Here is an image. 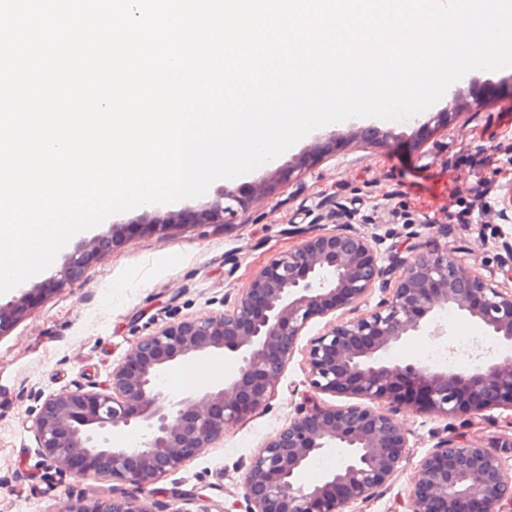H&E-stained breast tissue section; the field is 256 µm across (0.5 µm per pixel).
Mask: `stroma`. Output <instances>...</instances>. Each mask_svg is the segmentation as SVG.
Listing matches in <instances>:
<instances>
[{"label":"stroma","mask_w":512,"mask_h":512,"mask_svg":"<svg viewBox=\"0 0 512 512\" xmlns=\"http://www.w3.org/2000/svg\"><path fill=\"white\" fill-rule=\"evenodd\" d=\"M498 103L474 107L467 93L452 112H429L396 125L374 121L382 138L362 143V124H332L310 132L279 157L230 180L252 196L241 220L152 223L199 208L194 199L143 205L111 216L123 230L112 250L89 259L79 275L46 293L0 332V512H59L68 498L105 499L134 486L104 476L76 479L42 462L30 429L43 400L62 389L102 387L114 366L142 336L183 320L232 309L256 272L308 236L342 228L378 237L384 256L406 255L428 238L449 245L459 263L512 291V217L491 203L477 223L448 221L453 199L468 197L484 171L457 165L458 150L478 151L489 136L512 143ZM370 289L358 308L313 318L299 337L281 381L266 405L229 425L212 447L155 484L151 512H248L244 478L254 453L284 424L314 404L348 400L311 392L308 352L331 325L371 312L383 297ZM409 448L377 495L353 512H404L421 460L459 421L403 412ZM475 443L512 439V411L486 410L465 427Z\"/></svg>","instance_id":"35a3bbf8"}]
</instances>
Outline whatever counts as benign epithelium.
<instances>
[{
  "mask_svg": "<svg viewBox=\"0 0 512 512\" xmlns=\"http://www.w3.org/2000/svg\"><path fill=\"white\" fill-rule=\"evenodd\" d=\"M251 203L224 186L201 214L228 226ZM117 236L113 227L82 241L52 280L0 304V331L20 306L68 282ZM378 242L339 231L309 237L261 268L231 310L138 338L106 387L45 398L30 426L39 456L76 477L105 475L142 489L157 483L223 437L226 426L265 405L310 320L353 306L395 275L392 292L372 312L331 327L309 350L310 386L361 403L316 406L290 419L254 454L244 480L249 512H349L373 498L406 456L398 413L466 421L489 408H512V293L459 264L446 244L428 239L394 268L383 264ZM444 311L478 319L499 356L457 371L423 358L387 360L409 336L441 337L435 319ZM213 355L232 364L224 383L178 396L161 385L171 368ZM130 430L134 445L114 439ZM501 447L512 448V440L490 446L459 437L439 441L419 465L409 512H502L512 502V477ZM329 451L339 453L336 469L317 484L302 483L310 461ZM62 510L151 512L138 495L69 498Z\"/></svg>",
  "mask_w": 512,
  "mask_h": 512,
  "instance_id": "1",
  "label": "benign epithelium"
}]
</instances>
